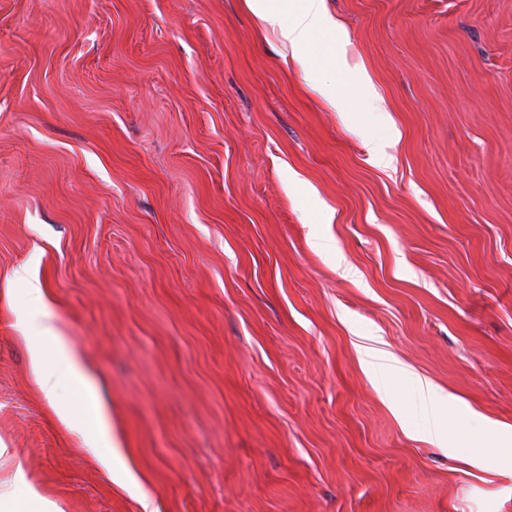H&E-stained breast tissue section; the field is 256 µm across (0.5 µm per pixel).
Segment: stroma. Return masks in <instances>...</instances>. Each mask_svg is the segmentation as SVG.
<instances>
[{
    "label": "stroma",
    "instance_id": "35a3bbf8",
    "mask_svg": "<svg viewBox=\"0 0 512 512\" xmlns=\"http://www.w3.org/2000/svg\"><path fill=\"white\" fill-rule=\"evenodd\" d=\"M325 4L382 112L246 0H0V468L64 512H512L467 438L512 426V0ZM20 269L125 485L30 378ZM373 339L458 397L453 444ZM360 361L369 373L381 372L401 379L408 376L407 371L399 366L396 360L385 350L362 344L358 346Z\"/></svg>",
    "mask_w": 512,
    "mask_h": 512
}]
</instances>
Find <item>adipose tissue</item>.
I'll use <instances>...</instances> for the list:
<instances>
[{
  "label": "adipose tissue",
  "instance_id": "adipose-tissue-1",
  "mask_svg": "<svg viewBox=\"0 0 512 512\" xmlns=\"http://www.w3.org/2000/svg\"><path fill=\"white\" fill-rule=\"evenodd\" d=\"M247 4L262 23L278 32L292 59L304 72H311L315 61H322L368 89L366 106L369 111H378L376 96L371 92L372 80L365 69L348 64L346 40L329 15L325 0H247ZM25 292L36 311L19 315L18 325L28 349L29 371L34 382L60 423L80 435L99 465L112 469L118 446L112 436L107 393L75 353L69 337L60 331L44 288L30 283ZM410 380L411 397L428 421L425 440L439 448L447 447L456 433L443 419L442 409L457 405V397L439 391L426 379ZM63 387L69 390L71 402H59L58 391ZM0 512L62 510L18 474L10 489L0 491Z\"/></svg>",
  "mask_w": 512,
  "mask_h": 512
}]
</instances>
